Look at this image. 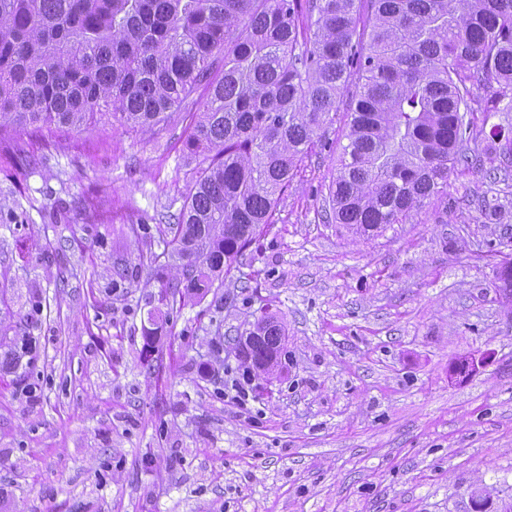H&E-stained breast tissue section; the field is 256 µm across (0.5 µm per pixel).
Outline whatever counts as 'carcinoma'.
Listing matches in <instances>:
<instances>
[{
  "label": "carcinoma",
  "instance_id": "obj_1",
  "mask_svg": "<svg viewBox=\"0 0 512 512\" xmlns=\"http://www.w3.org/2000/svg\"><path fill=\"white\" fill-rule=\"evenodd\" d=\"M200 86L188 146L208 165L160 231L162 255L140 259L167 316L223 287L277 223L346 96L335 223L372 236L470 168L467 116L512 112V0H0V132L80 131L97 115L148 130ZM492 138L512 156V127ZM249 336L252 367L278 366L280 322Z\"/></svg>",
  "mask_w": 512,
  "mask_h": 512
}]
</instances>
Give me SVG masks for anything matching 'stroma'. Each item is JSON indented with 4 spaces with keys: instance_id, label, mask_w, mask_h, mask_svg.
I'll use <instances>...</instances> for the list:
<instances>
[{
    "instance_id": "obj_1",
    "label": "stroma",
    "mask_w": 512,
    "mask_h": 512,
    "mask_svg": "<svg viewBox=\"0 0 512 512\" xmlns=\"http://www.w3.org/2000/svg\"><path fill=\"white\" fill-rule=\"evenodd\" d=\"M205 88L157 129H8L0 143V512H475L512 504V161L478 112L475 166L371 237L326 217V129L218 294L147 343L161 252L205 162ZM139 225L130 235L127 225ZM286 331L271 378L234 339ZM248 393L239 400L236 383Z\"/></svg>"
}]
</instances>
